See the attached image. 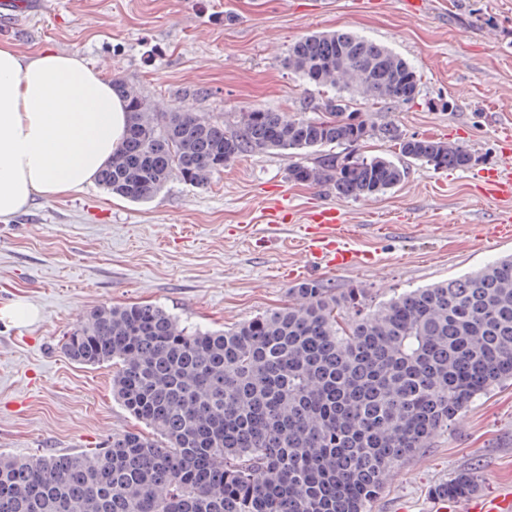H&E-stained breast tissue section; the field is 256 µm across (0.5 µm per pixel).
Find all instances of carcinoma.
Instances as JSON below:
<instances>
[{
  "label": "carcinoma",
  "instance_id": "cac0c4a2",
  "mask_svg": "<svg viewBox=\"0 0 512 512\" xmlns=\"http://www.w3.org/2000/svg\"><path fill=\"white\" fill-rule=\"evenodd\" d=\"M283 66L321 92L316 116L254 109L233 133L196 112L152 111L112 79L128 123L99 184L141 203L174 176L199 185L244 152H277L312 157L289 165V181L365 200L403 182V160L475 162L463 145L405 136L355 107L419 96L417 71L386 45L315 32ZM373 138L398 159L334 151ZM63 350L112 365L115 398L149 432H115L91 454L1 453L0 512H366L386 472L512 381V256L378 304L363 288L303 281L288 304L227 331H191L155 305L103 306ZM441 490L478 483L463 472Z\"/></svg>",
  "mask_w": 512,
  "mask_h": 512
}]
</instances>
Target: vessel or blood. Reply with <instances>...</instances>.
Segmentation results:
<instances>
[{"label":"vessel or blood","instance_id":"obj_1","mask_svg":"<svg viewBox=\"0 0 512 512\" xmlns=\"http://www.w3.org/2000/svg\"><path fill=\"white\" fill-rule=\"evenodd\" d=\"M484 195L501 201L512 200V154L505 163L485 171L482 180ZM354 233L339 209L321 205L311 209L301 235L306 257L315 265L333 270H347L359 265L374 264L369 253L354 250ZM434 512H512V492L469 497L449 501L446 495L434 497Z\"/></svg>","mask_w":512,"mask_h":512}]
</instances>
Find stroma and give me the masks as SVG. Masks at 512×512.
I'll return each instance as SVG.
<instances>
[{"label":"stroma","mask_w":512,"mask_h":512,"mask_svg":"<svg viewBox=\"0 0 512 512\" xmlns=\"http://www.w3.org/2000/svg\"><path fill=\"white\" fill-rule=\"evenodd\" d=\"M0 13V42L108 64L166 112L189 110L235 128L251 109L308 116L317 95L282 64L289 46L346 30L392 48L421 77L404 106L362 104L402 134L470 148L472 168L409 164L402 183L367 200L288 180V157L243 153L204 184L172 179L132 203L99 184L38 198L0 221V310L23 303L37 318L0 319V453L90 451L142 425L112 396V367L80 365L65 336L102 306L152 304L189 329L226 330L288 302L299 279L336 293L367 289L384 301L471 273L512 254L511 241L477 237L506 211L484 196L479 170L502 164L512 127V0H430L413 14L399 0H26ZM299 211L330 204L376 262L345 272L306 263L296 224L261 222L279 200ZM462 472L480 494L512 489V383L477 398L456 425L398 469L367 512H432L436 488Z\"/></svg>","instance_id":"stroma-1"}]
</instances>
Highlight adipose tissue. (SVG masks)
I'll list each match as a JSON object with an SVG mask.
<instances>
[{
  "mask_svg": "<svg viewBox=\"0 0 512 512\" xmlns=\"http://www.w3.org/2000/svg\"><path fill=\"white\" fill-rule=\"evenodd\" d=\"M126 125L125 103L105 67L0 43V219L92 183Z\"/></svg>",
  "mask_w": 512,
  "mask_h": 512,
  "instance_id": "adipose-tissue-1",
  "label": "adipose tissue"
}]
</instances>
